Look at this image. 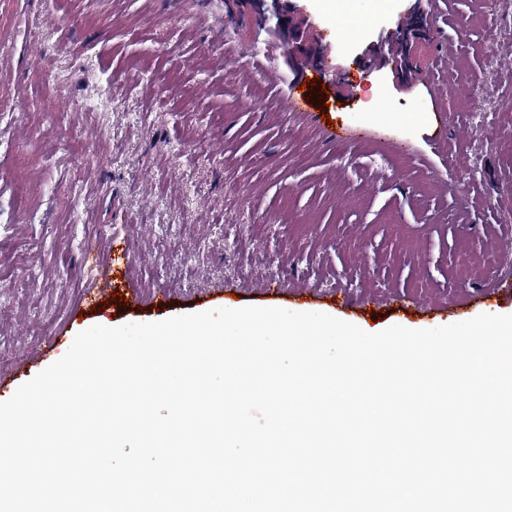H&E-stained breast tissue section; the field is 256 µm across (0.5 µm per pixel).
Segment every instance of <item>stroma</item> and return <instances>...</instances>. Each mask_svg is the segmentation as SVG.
<instances>
[{"label":"stroma","instance_id":"stroma-1","mask_svg":"<svg viewBox=\"0 0 512 512\" xmlns=\"http://www.w3.org/2000/svg\"><path fill=\"white\" fill-rule=\"evenodd\" d=\"M289 6L310 20L304 114L300 58L224 0H0V380L27 382L94 325L219 308L364 330L512 313L488 293L512 266L482 262L512 240V0H424L427 75L387 52L415 0ZM340 9L375 20L343 45ZM82 236L126 245L139 309L82 312Z\"/></svg>","mask_w":512,"mask_h":512}]
</instances>
